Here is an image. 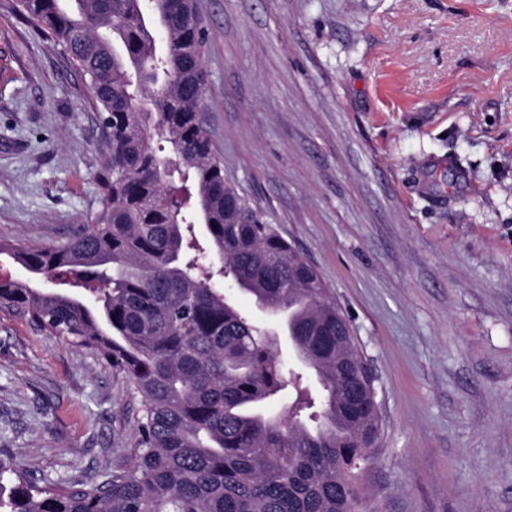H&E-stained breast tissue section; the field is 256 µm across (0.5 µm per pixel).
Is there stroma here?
<instances>
[{
    "label": "stroma",
    "mask_w": 512,
    "mask_h": 512,
    "mask_svg": "<svg viewBox=\"0 0 512 512\" xmlns=\"http://www.w3.org/2000/svg\"><path fill=\"white\" fill-rule=\"evenodd\" d=\"M226 180L316 270L378 377L360 512H512V0H197ZM65 49L0 0V242L101 208ZM139 405L0 311V450L111 467Z\"/></svg>",
    "instance_id": "stroma-1"
}]
</instances>
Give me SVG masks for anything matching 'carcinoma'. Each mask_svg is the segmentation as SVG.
Here are the masks:
<instances>
[{"instance_id": "1", "label": "carcinoma", "mask_w": 512, "mask_h": 512, "mask_svg": "<svg viewBox=\"0 0 512 512\" xmlns=\"http://www.w3.org/2000/svg\"><path fill=\"white\" fill-rule=\"evenodd\" d=\"M16 2L90 81L103 206L61 243L0 246L29 274L0 275V310L95 350L140 408L129 465L49 480L0 453V512H357L376 420L356 394L363 352L308 262L224 178L198 112L196 0ZM176 175L194 185L189 209L170 199ZM202 256L284 318L320 411ZM289 383L280 421L267 403Z\"/></svg>"}]
</instances>
